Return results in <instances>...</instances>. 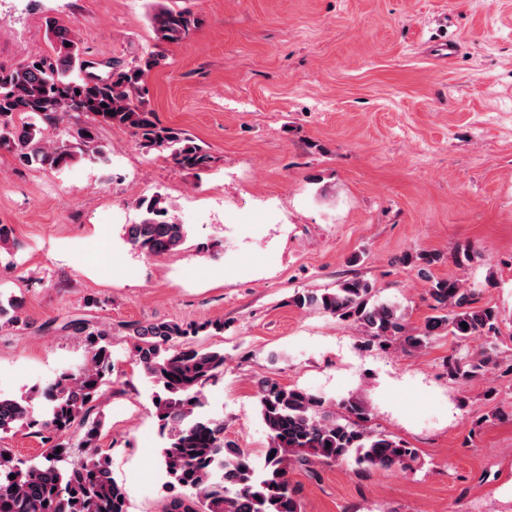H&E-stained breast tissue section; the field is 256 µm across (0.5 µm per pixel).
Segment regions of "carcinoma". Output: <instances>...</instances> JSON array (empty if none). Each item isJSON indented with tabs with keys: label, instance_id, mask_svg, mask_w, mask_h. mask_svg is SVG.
Returning a JSON list of instances; mask_svg holds the SVG:
<instances>
[{
	"label": "carcinoma",
	"instance_id": "obj_1",
	"mask_svg": "<svg viewBox=\"0 0 512 512\" xmlns=\"http://www.w3.org/2000/svg\"><path fill=\"white\" fill-rule=\"evenodd\" d=\"M157 41L179 43L199 19L188 8L159 7L150 14ZM53 52L36 55L10 69L0 68V150L23 166L62 170L78 158L103 154L97 125L128 129L143 145L169 153L183 170L205 172L213 156L194 138L162 126L143 105L145 78L160 64L146 51L129 64L112 62L104 77L90 72L92 62L65 28L47 22ZM70 112L89 121L63 129L54 142L44 128L61 124ZM145 211L138 224L125 227V241L146 257L181 249L185 225L169 216L160 195L139 198ZM19 244L12 229L0 224V257L14 265ZM427 294L435 314L416 334L407 333L406 313L395 302L374 298L365 280L349 278L332 289L295 292L298 309H317L357 325L367 344L400 340L421 350L443 334L458 342L476 338L486 346L475 354L451 356L448 374L456 380L493 375L500 367L492 339L499 332L498 313L478 305L476 291L458 280L431 282ZM22 298L0 290V328L26 324ZM467 327H462V324ZM68 327L84 336L86 358L64 369L42 392L39 414L23 399L0 396V435L18 427L34 430L46 450L21 460L0 445V512H127L125 488L112 476L109 456L99 445L104 427L100 404L115 363L112 332L84 318ZM134 356L158 387L155 417L165 439L160 450L165 488L172 492L165 512H302L289 474L293 467L353 461L358 470L409 471L415 449L366 426L370 409L359 398L339 403L344 414L326 411L332 401L271 378L257 381L256 397L268 446L258 463L244 448L224 439V420L205 411V389L224 374V351L201 348L192 337L206 328L224 332V322L204 324L155 321L123 325ZM78 439L80 456L70 459L66 440ZM15 478H10V475Z\"/></svg>",
	"mask_w": 512,
	"mask_h": 512
}]
</instances>
